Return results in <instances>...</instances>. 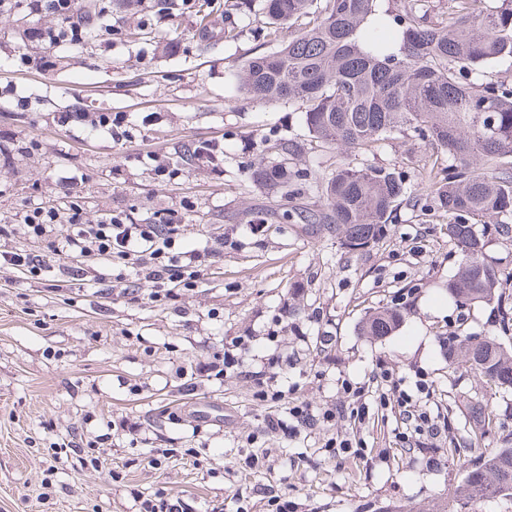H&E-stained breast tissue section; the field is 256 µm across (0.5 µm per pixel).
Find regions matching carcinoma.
Wrapping results in <instances>:
<instances>
[{"label": "carcinoma", "mask_w": 512, "mask_h": 512, "mask_svg": "<svg viewBox=\"0 0 512 512\" xmlns=\"http://www.w3.org/2000/svg\"><path fill=\"white\" fill-rule=\"evenodd\" d=\"M376 2L324 0L316 10L317 0H261L276 29L302 17L313 21L280 49L246 60L232 84L252 101L302 102L311 141L322 148L367 152L381 139L410 134L445 150L448 166H424L419 175L462 255L448 290L462 305L497 301L506 326L512 298L485 261V241L474 226L493 223L500 234H512V84L489 71L496 63L512 65V0H448V14L436 20L429 19L427 0H402L390 23L374 19ZM78 10L82 41L95 40L100 5L79 0ZM250 178L295 192L286 166H256ZM308 184L326 210L303 219L333 225L351 252L384 233L408 190L401 173L374 165L311 173ZM402 317L396 307L374 310L361 333L387 336ZM448 358L474 366L497 389H512V353L493 339L455 336ZM470 418L476 440L488 416L474 405ZM500 497L512 499V433L448 490L439 512Z\"/></svg>", "instance_id": "obj_1"}]
</instances>
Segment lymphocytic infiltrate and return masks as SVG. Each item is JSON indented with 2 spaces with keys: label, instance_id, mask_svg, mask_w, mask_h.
I'll list each match as a JSON object with an SVG mask.
<instances>
[{
  "label": "lymphocytic infiltrate",
  "instance_id": "obj_1",
  "mask_svg": "<svg viewBox=\"0 0 512 512\" xmlns=\"http://www.w3.org/2000/svg\"><path fill=\"white\" fill-rule=\"evenodd\" d=\"M41 8L69 17L76 10V0H40ZM39 37L57 47L79 43L78 23L42 29ZM67 224L57 222L55 209L39 208L27 212L17 230L31 239L49 237L51 250H65L77 257L106 261L121 260L135 276L152 284L156 293L171 296L175 290L196 284L201 275L204 251L190 247L181 225L136 224L127 215L117 213L96 224L84 223L78 204H71Z\"/></svg>",
  "mask_w": 512,
  "mask_h": 512
}]
</instances>
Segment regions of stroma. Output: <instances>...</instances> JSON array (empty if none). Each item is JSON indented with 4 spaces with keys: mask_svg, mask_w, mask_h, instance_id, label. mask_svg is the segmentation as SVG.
Instances as JSON below:
<instances>
[{
    "mask_svg": "<svg viewBox=\"0 0 512 512\" xmlns=\"http://www.w3.org/2000/svg\"><path fill=\"white\" fill-rule=\"evenodd\" d=\"M108 7L95 41L55 49L37 32L59 20L35 0L0 14V85L28 98L0 104V252H35L49 267L29 279L0 261V512H273L277 498L292 512H434L470 462L512 433V394L446 353V338L463 335L512 351L495 304L448 292L461 256L445 220L424 210L417 176L427 159L447 166V153L394 135L356 156L404 173L414 199L379 241L347 251L326 224L297 217L322 212V198H285L249 177L284 162L325 175L344 160L309 147L301 102L230 89L245 60L281 46L260 8L229 2L203 29L184 0ZM65 112L77 118L64 126ZM102 112L125 114L129 136L91 134ZM277 140L305 150L284 160ZM204 142L223 148L218 165L184 162ZM74 199L90 224L119 211L139 224L178 215L209 250L197 286L158 298L130 275L116 288L104 274L118 263L75 279L80 258L1 230L34 206L67 214ZM393 305L403 313L394 333L360 335L366 313ZM234 340L236 363L209 373ZM384 365L445 424L441 437L403 419ZM475 402L492 422L465 449ZM302 403L313 425H294L289 410ZM271 415L288 431L269 430Z\"/></svg>",
    "mask_w": 512,
    "mask_h": 512,
    "instance_id": "1",
    "label": "stroma"
}]
</instances>
